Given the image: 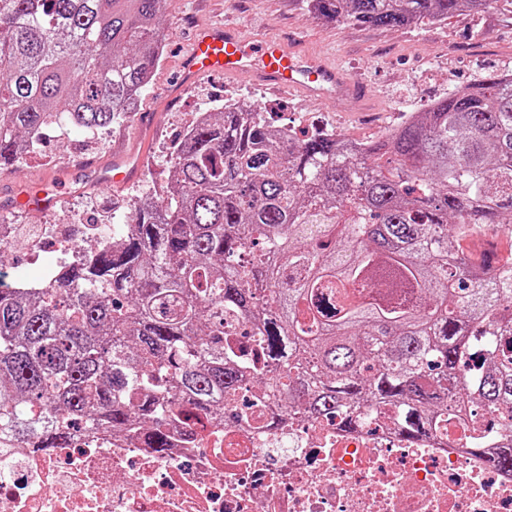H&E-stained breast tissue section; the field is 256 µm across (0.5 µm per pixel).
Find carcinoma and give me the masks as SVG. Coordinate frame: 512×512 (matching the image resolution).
Masks as SVG:
<instances>
[{"instance_id": "obj_1", "label": "carcinoma", "mask_w": 512, "mask_h": 512, "mask_svg": "<svg viewBox=\"0 0 512 512\" xmlns=\"http://www.w3.org/2000/svg\"><path fill=\"white\" fill-rule=\"evenodd\" d=\"M168 0H0V167L50 125L134 111ZM326 23L395 28L499 0H295ZM512 216V74L431 101L376 139L299 133L228 104L173 146L166 195L131 209L55 284L0 283V434L65 448L70 426L146 430L158 452L224 415L304 399L348 429L396 413L412 444L471 404L512 405V253L460 241ZM257 349L224 343V314ZM489 368L469 365L476 351Z\"/></svg>"}]
</instances>
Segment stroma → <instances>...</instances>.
<instances>
[{
  "instance_id": "1",
  "label": "stroma",
  "mask_w": 512,
  "mask_h": 512,
  "mask_svg": "<svg viewBox=\"0 0 512 512\" xmlns=\"http://www.w3.org/2000/svg\"><path fill=\"white\" fill-rule=\"evenodd\" d=\"M222 19L250 40L288 39L362 79L372 99L369 115L336 111L295 91L272 93L248 74L203 77L180 86V66L194 34ZM166 42L152 82L138 104L156 115L153 126L135 116L95 134L67 126L40 133L36 150L16 166L0 169V224L54 228L35 247L0 251V270L14 273L35 255L57 253L62 241L85 243L91 228L119 224L134 205L160 198L175 143L202 110L240 101L268 109L269 117L295 129L328 128L366 141L398 126L432 100L491 71H512V6L498 0L473 15L404 28L324 24L288 0H171L162 19ZM145 152L141 179L125 189L85 182L81 161L107 163L114 148ZM47 186L60 196L50 212L34 216L12 206L18 188Z\"/></svg>"
}]
</instances>
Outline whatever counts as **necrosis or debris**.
<instances>
[{
    "label": "necrosis or debris",
    "instance_id": "necrosis-or-debris-1",
    "mask_svg": "<svg viewBox=\"0 0 512 512\" xmlns=\"http://www.w3.org/2000/svg\"><path fill=\"white\" fill-rule=\"evenodd\" d=\"M467 445L450 420L409 444L390 413L350 430L302 411L275 427L228 414L163 454L80 433L0 454V512H512V472Z\"/></svg>",
    "mask_w": 512,
    "mask_h": 512
}]
</instances>
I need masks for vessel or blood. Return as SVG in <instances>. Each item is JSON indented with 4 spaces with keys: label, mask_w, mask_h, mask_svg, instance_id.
Segmentation results:
<instances>
[{
    "label": "vessel or blood",
    "mask_w": 512,
    "mask_h": 512,
    "mask_svg": "<svg viewBox=\"0 0 512 512\" xmlns=\"http://www.w3.org/2000/svg\"><path fill=\"white\" fill-rule=\"evenodd\" d=\"M182 72L188 85L209 73L227 76L251 73L275 90H297L359 112L368 105L365 85L323 57L296 51L282 41H246L236 28L224 23L198 32L182 63ZM142 162L135 152L114 150L110 163L96 169L94 182L109 187L130 184L139 177ZM58 201V196L50 190L39 188L19 192L14 204L43 214L54 209Z\"/></svg>",
    "instance_id": "obj_1"
}]
</instances>
